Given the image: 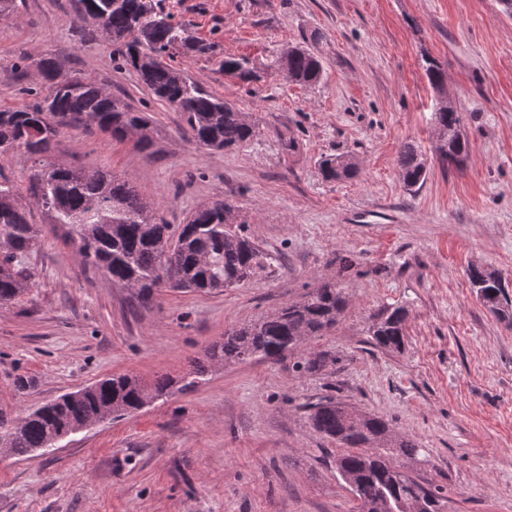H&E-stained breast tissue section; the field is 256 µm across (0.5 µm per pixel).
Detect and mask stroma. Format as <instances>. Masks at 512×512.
Returning <instances> with one entry per match:
<instances>
[{"label": "stroma", "mask_w": 512, "mask_h": 512, "mask_svg": "<svg viewBox=\"0 0 512 512\" xmlns=\"http://www.w3.org/2000/svg\"><path fill=\"white\" fill-rule=\"evenodd\" d=\"M213 54L175 66L234 104L259 133L212 152L153 101L114 46L80 38L69 0H23L0 17V109L29 103L41 58L112 89L153 117L149 149L62 129L56 159L129 181L166 223L225 200L273 259L269 275L217 292L154 291L142 301L86 268L34 214V284L0 305V408L21 417L63 393L119 374L172 379V395L69 436L52 450L0 454V512H357L336 473L341 446L310 427L308 406L330 396L414 439L404 471L440 487L448 512H512V322L480 303L465 269L512 282V18L497 0H159ZM296 45L322 55L314 86L281 76L243 85L218 55L266 61ZM436 58L464 116L463 169L434 160ZM295 152L283 146L286 136ZM428 157L408 191L404 143ZM355 156L359 178L325 181L321 159ZM343 288L333 329L295 356L213 362L226 331L277 312L321 284ZM407 310L405 345L372 346L384 307ZM31 380L17 390V377Z\"/></svg>", "instance_id": "stroma-1"}]
</instances>
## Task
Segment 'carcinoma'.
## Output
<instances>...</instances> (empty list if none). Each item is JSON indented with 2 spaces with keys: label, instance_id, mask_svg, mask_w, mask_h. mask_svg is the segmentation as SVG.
Masks as SVG:
<instances>
[{
  "label": "carcinoma",
  "instance_id": "1",
  "mask_svg": "<svg viewBox=\"0 0 512 512\" xmlns=\"http://www.w3.org/2000/svg\"><path fill=\"white\" fill-rule=\"evenodd\" d=\"M71 6L82 33L93 38L99 32L123 46L122 67L133 70L154 99L181 113L183 132L192 141L221 151L257 136L258 126L244 113L169 63L182 51L206 54L211 47L194 42L181 25L155 10L153 0H71ZM216 65L243 84L260 80L246 57L228 55ZM39 68L41 89H23L32 101L22 108L0 110V157L21 152L38 163L28 176L26 207L12 181L0 172L1 305L14 301L32 284L27 255L37 240L35 210L63 231L84 266L137 291L143 299L161 286L181 291L229 288L268 269L267 255L235 227L237 209L224 200L196 209L175 237L170 225L158 221L151 205L110 171L48 160L63 127H94L114 140L134 137L136 144L147 148L152 120L97 83L62 73L51 57L42 58ZM422 68L435 90L446 85L436 59L424 60ZM265 70L285 71L289 81L302 86L320 83L325 73L322 57L306 46L272 58ZM431 121L444 140L435 147L438 161L463 166L469 142L461 133L462 113L449 102L434 108ZM398 167L407 188L426 181L427 160L414 144L402 146ZM320 173L327 181L350 180L358 175L359 166L349 156H338L321 161ZM466 275L483 305L508 318L504 306L509 298L500 295L501 273L472 265ZM345 306L344 289L325 283L271 316L225 332L224 341L209 355L235 361L299 352L307 339L334 327ZM405 316L402 306L383 310L369 329L372 345L401 349ZM171 387L165 378L148 387L134 375L120 374L99 380L78 397L63 394L19 420L0 409V449L28 455L93 421L105 409L114 415L135 411L147 401L169 395ZM309 421L315 432L346 448L336 457V470L358 502V512H399L402 502L412 512H447V496L421 488L393 462L395 456L417 460L419 445L394 435L383 419L324 397L312 405Z\"/></svg>",
  "mask_w": 512,
  "mask_h": 512
}]
</instances>
